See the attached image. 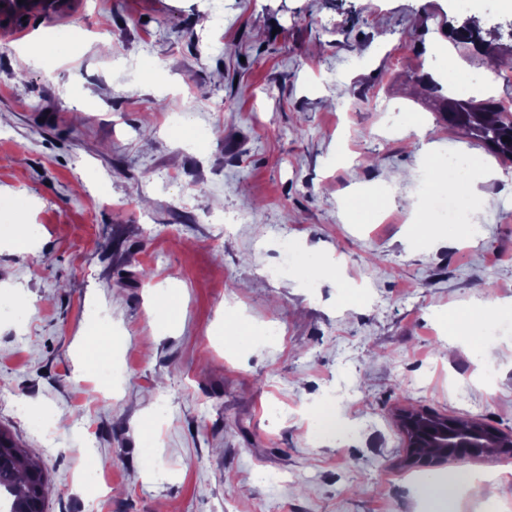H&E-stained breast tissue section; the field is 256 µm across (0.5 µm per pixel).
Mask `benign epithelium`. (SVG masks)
<instances>
[{"label": "benign epithelium", "mask_w": 512, "mask_h": 512, "mask_svg": "<svg viewBox=\"0 0 512 512\" xmlns=\"http://www.w3.org/2000/svg\"><path fill=\"white\" fill-rule=\"evenodd\" d=\"M399 429L405 440L406 464L413 467L440 468L465 457L491 459L512 452V438L473 422L465 436L448 431L452 418L430 409L397 412ZM435 448V454L425 455L422 449Z\"/></svg>", "instance_id": "1"}]
</instances>
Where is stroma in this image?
<instances>
[{
	"label": "stroma",
	"instance_id": "obj_1",
	"mask_svg": "<svg viewBox=\"0 0 512 512\" xmlns=\"http://www.w3.org/2000/svg\"><path fill=\"white\" fill-rule=\"evenodd\" d=\"M475 14L476 42L444 35ZM52 33L81 53L32 63L26 46ZM444 96L512 106L500 0H67L0 27V193L38 227L26 251L0 245V297L26 302L22 323L0 321V429L44 469L46 512H426L401 481L396 408L512 433V335L484 351L441 322L478 297L512 303V159L448 127ZM182 113L220 137L181 142ZM431 146L480 165L473 241L409 234L431 218ZM381 193L385 222H354L346 201ZM287 241L335 261L336 280L272 276ZM167 287L181 314L161 336ZM93 305L118 338L105 387L85 370ZM230 311L267 336L227 350ZM331 392L342 444L310 420ZM161 402L148 466L139 424ZM464 468L497 495L478 485L457 512H512V457Z\"/></svg>",
	"mask_w": 512,
	"mask_h": 512
}]
</instances>
